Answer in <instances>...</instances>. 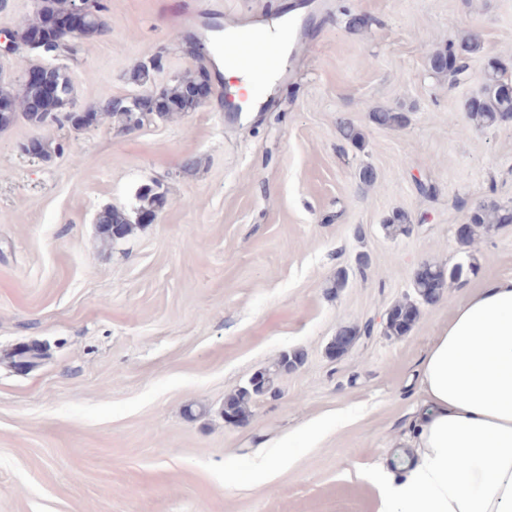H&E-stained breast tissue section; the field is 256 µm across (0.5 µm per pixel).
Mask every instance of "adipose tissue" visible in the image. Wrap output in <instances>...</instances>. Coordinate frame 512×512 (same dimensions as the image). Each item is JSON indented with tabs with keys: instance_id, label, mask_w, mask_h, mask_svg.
<instances>
[{
	"instance_id": "ef3b65f1",
	"label": "adipose tissue",
	"mask_w": 512,
	"mask_h": 512,
	"mask_svg": "<svg viewBox=\"0 0 512 512\" xmlns=\"http://www.w3.org/2000/svg\"><path fill=\"white\" fill-rule=\"evenodd\" d=\"M420 398L377 467V512H512V277L461 299L416 369Z\"/></svg>"
}]
</instances>
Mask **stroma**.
<instances>
[{"mask_svg": "<svg viewBox=\"0 0 512 512\" xmlns=\"http://www.w3.org/2000/svg\"><path fill=\"white\" fill-rule=\"evenodd\" d=\"M103 2L108 34L68 64L73 110L141 93L129 75L155 56L151 88L202 66L212 92L131 131H0V512H377L371 470L409 427L433 336L468 293L512 276V224L457 237L471 205L512 206V121L479 127L464 109L489 59L512 80V0ZM294 7L285 70L257 84L256 111L227 121L224 62L214 40L194 50V34ZM471 29L484 45L460 80L433 74L430 55ZM378 107L407 124L374 125ZM341 115L363 146L339 136ZM32 138L59 150L31 157ZM364 164L373 185L356 176ZM155 186L167 198L156 221L104 242L99 212ZM397 209L412 224L391 237ZM425 262L472 270L406 335H386ZM342 325L362 334L333 357ZM33 343L40 364L15 370ZM293 350L303 364L226 423L225 397ZM287 454V469L256 477L258 459Z\"/></svg>", "mask_w": 512, "mask_h": 512, "instance_id": "35a3bbf8", "label": "stroma"}]
</instances>
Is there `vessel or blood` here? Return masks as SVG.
I'll return each mask as SVG.
<instances>
[{"mask_svg":"<svg viewBox=\"0 0 512 512\" xmlns=\"http://www.w3.org/2000/svg\"><path fill=\"white\" fill-rule=\"evenodd\" d=\"M220 51L225 64L251 73L259 69L274 73L283 64L278 41L260 31L233 35Z\"/></svg>","mask_w":512,"mask_h":512,"instance_id":"vessel-or-blood-1","label":"vessel or blood"}]
</instances>
